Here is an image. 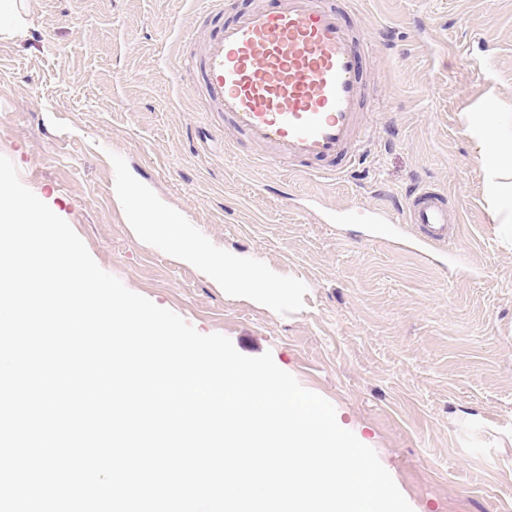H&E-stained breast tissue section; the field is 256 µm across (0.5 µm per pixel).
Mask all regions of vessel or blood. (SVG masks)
<instances>
[{
    "label": "vessel or blood",
    "mask_w": 512,
    "mask_h": 512,
    "mask_svg": "<svg viewBox=\"0 0 512 512\" xmlns=\"http://www.w3.org/2000/svg\"><path fill=\"white\" fill-rule=\"evenodd\" d=\"M203 12L224 23L182 57L176 81L198 85L213 111L250 143L272 147L276 162L336 178L366 159L375 133L363 120V37L335 0L243 10L206 0ZM405 216L420 231V254L452 244L456 217L436 188L410 190Z\"/></svg>",
    "instance_id": "vessel-or-blood-1"
}]
</instances>
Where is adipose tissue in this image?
I'll return each instance as SVG.
<instances>
[{
	"instance_id": "ef3b65f1",
	"label": "adipose tissue",
	"mask_w": 512,
	"mask_h": 512,
	"mask_svg": "<svg viewBox=\"0 0 512 512\" xmlns=\"http://www.w3.org/2000/svg\"><path fill=\"white\" fill-rule=\"evenodd\" d=\"M485 101L487 111L465 113L463 130L485 153L487 195L503 226V240L512 246V112L504 109L495 87H488ZM122 198L133 206L137 235L149 239L163 233L180 262L203 266L218 283L241 289L253 298H268V278L242 270L230 256L215 255L206 241L186 233L177 214L144 200L142 193L132 188L123 189Z\"/></svg>"
}]
</instances>
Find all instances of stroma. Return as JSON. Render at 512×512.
I'll return each instance as SVG.
<instances>
[{"label":"stroma","mask_w":512,"mask_h":512,"mask_svg":"<svg viewBox=\"0 0 512 512\" xmlns=\"http://www.w3.org/2000/svg\"><path fill=\"white\" fill-rule=\"evenodd\" d=\"M203 0H19L0 36V155L104 271L198 332L275 364L373 448L413 512H512V248L463 132L488 78L512 103V0H353L369 157L325 180L224 150L173 71ZM131 183L188 235L272 278L261 303L140 241L117 197ZM443 192L452 250L419 256L414 187ZM385 211L390 223L377 221Z\"/></svg>","instance_id":"35a3bbf8"}]
</instances>
